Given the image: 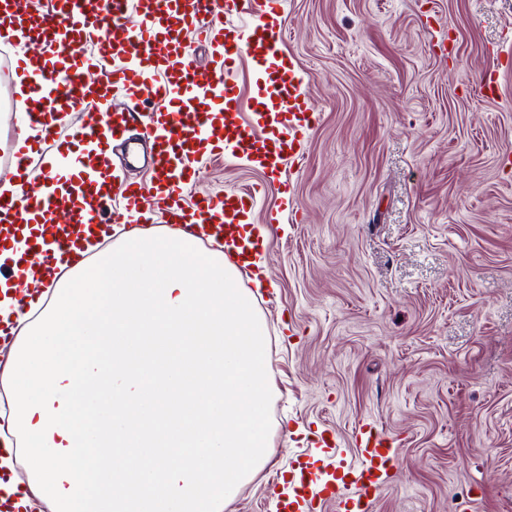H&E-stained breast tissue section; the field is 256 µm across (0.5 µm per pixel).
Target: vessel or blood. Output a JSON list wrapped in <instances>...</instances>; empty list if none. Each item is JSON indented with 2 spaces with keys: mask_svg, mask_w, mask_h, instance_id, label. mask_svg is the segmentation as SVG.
I'll return each instance as SVG.
<instances>
[{
  "mask_svg": "<svg viewBox=\"0 0 512 512\" xmlns=\"http://www.w3.org/2000/svg\"><path fill=\"white\" fill-rule=\"evenodd\" d=\"M9 28V53L0 75L20 92L14 99L29 130L0 146V172L14 194L0 196V237L11 235L30 212L54 243L66 247L73 225L103 224L108 203L116 224H177L199 241L226 246L236 264L247 262L241 226L264 195L263 185L219 191L185 203L183 190L208 158L245 160L267 174L296 161L317 115L305 79L283 54V0H0V29ZM217 52L210 70H197L190 47ZM249 54L265 95L243 116L234 81L236 61ZM125 106H112L114 96ZM71 118L61 134L62 118ZM140 130L152 142L151 176L136 182L112 174L108 142ZM54 143L62 164L73 165L78 192L60 194L49 171L36 166L44 143ZM354 454L324 477L314 462L291 472L294 496L282 512H373L393 472L394 440L370 420L351 435Z\"/></svg>",
  "mask_w": 512,
  "mask_h": 512,
  "instance_id": "obj_1",
  "label": "vessel or blood"
}]
</instances>
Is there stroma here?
Here are the masks:
<instances>
[{
  "instance_id": "35a3bbf8",
  "label": "stroma",
  "mask_w": 512,
  "mask_h": 512,
  "mask_svg": "<svg viewBox=\"0 0 512 512\" xmlns=\"http://www.w3.org/2000/svg\"><path fill=\"white\" fill-rule=\"evenodd\" d=\"M318 122L274 180L204 163L187 201L262 182L272 455L224 512H276L313 430L381 424L374 512H512V0H284ZM293 195L284 198V186Z\"/></svg>"
}]
</instances>
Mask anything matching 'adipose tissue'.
<instances>
[{
    "label": "adipose tissue",
    "mask_w": 512,
    "mask_h": 512,
    "mask_svg": "<svg viewBox=\"0 0 512 512\" xmlns=\"http://www.w3.org/2000/svg\"><path fill=\"white\" fill-rule=\"evenodd\" d=\"M0 241V512H224L270 459L268 328L223 251L134 225L111 250L77 229L52 262ZM95 254L67 284L56 270ZM54 303L16 288L17 274ZM36 479L19 487L12 437Z\"/></svg>",
    "instance_id": "ef3b65f1"
}]
</instances>
